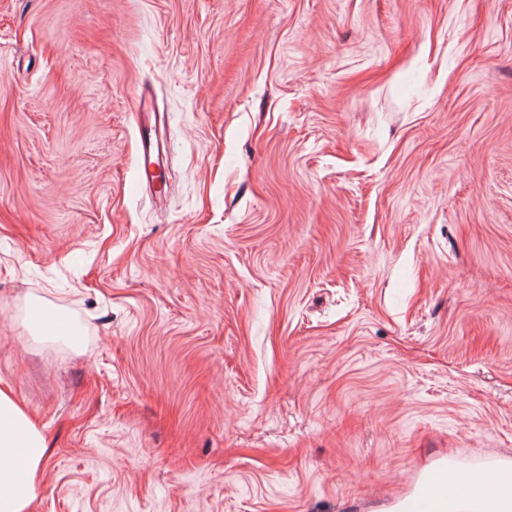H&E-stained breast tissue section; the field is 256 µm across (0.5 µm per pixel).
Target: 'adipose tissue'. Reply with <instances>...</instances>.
Listing matches in <instances>:
<instances>
[{"label": "adipose tissue", "instance_id": "obj_1", "mask_svg": "<svg viewBox=\"0 0 512 512\" xmlns=\"http://www.w3.org/2000/svg\"><path fill=\"white\" fill-rule=\"evenodd\" d=\"M51 450L38 425L0 389V512H36Z\"/></svg>", "mask_w": 512, "mask_h": 512}]
</instances>
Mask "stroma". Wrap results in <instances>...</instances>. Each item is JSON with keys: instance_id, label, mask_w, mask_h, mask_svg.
Returning a JSON list of instances; mask_svg holds the SVG:
<instances>
[{"instance_id": "obj_1", "label": "stroma", "mask_w": 512, "mask_h": 512, "mask_svg": "<svg viewBox=\"0 0 512 512\" xmlns=\"http://www.w3.org/2000/svg\"><path fill=\"white\" fill-rule=\"evenodd\" d=\"M2 382L38 512H395L512 462V0H0ZM154 123L152 119L148 122L138 124V152H137V184L140 188L152 192L154 182L162 177L167 168V161L160 149L157 135V128L165 124L163 117L157 116L153 112ZM443 488L438 482H427L416 493L406 498L403 512H436V502L438 498L432 495V490L438 491ZM440 499V498H439ZM442 501V499H440Z\"/></svg>"}]
</instances>
